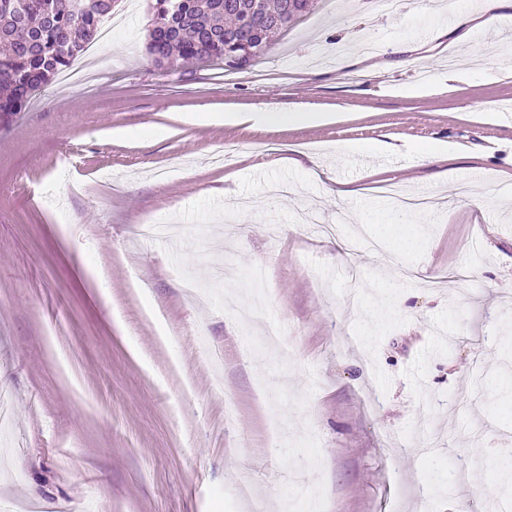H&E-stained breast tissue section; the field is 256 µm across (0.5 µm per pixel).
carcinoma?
I'll return each mask as SVG.
<instances>
[{"mask_svg":"<svg viewBox=\"0 0 512 512\" xmlns=\"http://www.w3.org/2000/svg\"><path fill=\"white\" fill-rule=\"evenodd\" d=\"M0 0V115L21 111L31 95L69 67L112 15L117 0ZM281 0H155L147 52L159 66L177 60L222 63L243 51L245 16L276 12Z\"/></svg>","mask_w":512,"mask_h":512,"instance_id":"1","label":"carcinoma"}]
</instances>
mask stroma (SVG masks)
Segmentation results:
<instances>
[{
  "label": "stroma",
  "mask_w": 512,
  "mask_h": 512,
  "mask_svg": "<svg viewBox=\"0 0 512 512\" xmlns=\"http://www.w3.org/2000/svg\"><path fill=\"white\" fill-rule=\"evenodd\" d=\"M485 7L317 0L251 67L170 69L118 0L87 84L0 118V512H512V7L456 31ZM277 109L322 119H225Z\"/></svg>",
  "instance_id": "stroma-1"
}]
</instances>
